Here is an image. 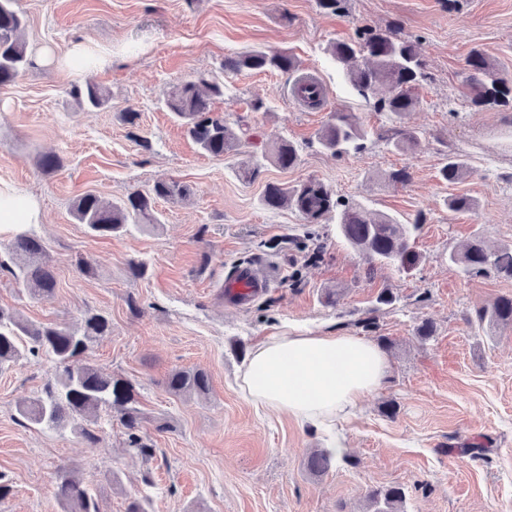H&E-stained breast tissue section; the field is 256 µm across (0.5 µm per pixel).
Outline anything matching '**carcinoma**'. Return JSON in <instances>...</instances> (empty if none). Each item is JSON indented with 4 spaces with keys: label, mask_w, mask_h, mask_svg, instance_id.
Returning a JSON list of instances; mask_svg holds the SVG:
<instances>
[{
    "label": "carcinoma",
    "mask_w": 512,
    "mask_h": 512,
    "mask_svg": "<svg viewBox=\"0 0 512 512\" xmlns=\"http://www.w3.org/2000/svg\"><path fill=\"white\" fill-rule=\"evenodd\" d=\"M14 0H0V89L33 65L26 42L22 39L25 21L13 7ZM328 54L342 69L353 93L364 100H375L377 109L391 121L392 135L387 144L395 151H407L419 145V132L404 125L407 113L413 111L418 98L415 90L425 78V62L414 41L404 37L400 29H377L364 26L355 40L329 43ZM468 75L465 88L470 102L479 107L503 105L512 94V87L498 76L496 67L481 50L471 51L467 59ZM294 58L286 51L254 48L233 57L224 58L221 69L226 73L243 71L295 70ZM71 95L88 108L104 106L109 95L95 84L74 87ZM297 97L310 105L320 102L321 87L296 84ZM224 96V83L205 80L197 84L185 82L163 93L168 111L181 122L187 135L201 151L212 157H222L234 150L242 140L249 138L242 124L230 127L224 116L212 110L213 100ZM367 132L343 112L332 115L316 134L318 146L333 156L358 154L365 149ZM263 159L281 169L294 167L299 160V149L288 138L281 136L261 152ZM469 172L465 158L448 155L440 168L443 181L450 185L460 182ZM191 194L188 185L174 180L156 181L147 191H132L119 202L104 200L95 193H86L76 199L72 213L78 223L97 236L120 235L128 227L157 224L158 200L183 199ZM263 207L276 210L295 209L308 224H321L336 216L338 231L365 264V273L371 277L379 266H394L410 271L419 263L412 237L422 217L408 224L393 218L370 214L359 204H350L336 198L334 190L318 181L298 185L268 183L260 198ZM452 212L470 211L475 201L466 195L450 194L444 200ZM8 253L19 259L15 267L7 268L13 278L28 287L33 299H45L54 294L57 282L43 242L29 235L15 237ZM449 261L469 277H488L512 280V245L492 248L481 237L472 238L461 252H452ZM468 323L477 330L512 326V297H499L475 312ZM108 318L89 314L77 328L52 324L33 325L0 309V371L30 357L48 359L53 363V381L45 395L21 402L17 412L25 421L47 428L76 423L74 429L91 448L101 444V438L79 421L96 422L103 410L117 413L120 424L127 430L128 446L143 457L152 456L153 449L140 435L142 414L137 407L133 385L122 379L99 373L87 360L91 344L111 334ZM169 392L204 394L209 390L208 374L200 369L173 370L165 379ZM336 465V457L325 448L314 450L307 458L306 467L315 475L328 473ZM58 497L63 512H100L93 489L75 475L70 468L57 472ZM407 488L400 484L375 486L366 494V502L373 512H404Z\"/></svg>",
    "instance_id": "carcinoma-1"
}]
</instances>
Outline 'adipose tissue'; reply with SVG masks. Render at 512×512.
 Here are the masks:
<instances>
[{"label":"adipose tissue","mask_w":512,"mask_h":512,"mask_svg":"<svg viewBox=\"0 0 512 512\" xmlns=\"http://www.w3.org/2000/svg\"><path fill=\"white\" fill-rule=\"evenodd\" d=\"M387 360L359 336L287 329L258 343L240 376L255 407L335 432L380 385Z\"/></svg>","instance_id":"1"}]
</instances>
